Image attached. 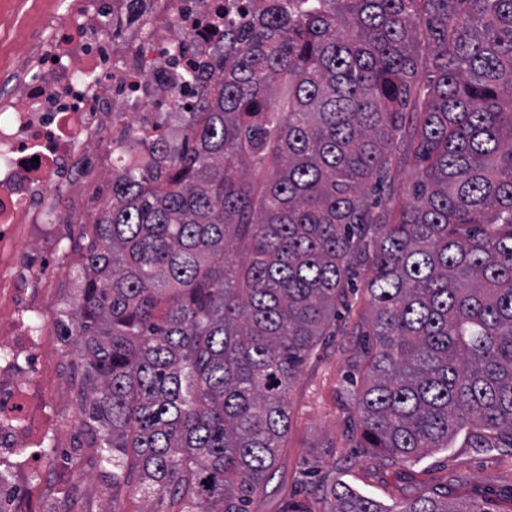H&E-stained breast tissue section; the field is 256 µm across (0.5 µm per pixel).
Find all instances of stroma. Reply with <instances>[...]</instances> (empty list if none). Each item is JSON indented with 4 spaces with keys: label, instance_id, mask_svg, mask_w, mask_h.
Masks as SVG:
<instances>
[{
    "label": "stroma",
    "instance_id": "1",
    "mask_svg": "<svg viewBox=\"0 0 512 512\" xmlns=\"http://www.w3.org/2000/svg\"><path fill=\"white\" fill-rule=\"evenodd\" d=\"M41 0H0V60L9 61L19 46L36 41L35 16ZM22 263L43 266L50 287L38 304L51 333L39 349L20 359L18 388L42 383L41 408L55 428L45 447V461L28 474L33 491H22L31 512L61 503L64 512H101L115 502L120 512H143L144 502L130 492H113L102 478L93 452L77 449L82 419V364L75 341L63 340L57 325L78 298L82 241L74 224H39L23 234ZM369 272H361L337 307L332 335L322 337L289 393L290 425L275 466L274 493L258 505L260 512H283L306 490L348 483L369 496L393 504L431 488L449 498L489 503L492 512H512V448H448L403 467L380 466L369 448L352 434L356 416L347 392L349 358L359 352L362 337L354 329L367 322L371 309L366 291Z\"/></svg>",
    "mask_w": 512,
    "mask_h": 512
}]
</instances>
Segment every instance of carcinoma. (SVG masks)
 <instances>
[{"instance_id": "cac0c4a2", "label": "carcinoma", "mask_w": 512, "mask_h": 512, "mask_svg": "<svg viewBox=\"0 0 512 512\" xmlns=\"http://www.w3.org/2000/svg\"><path fill=\"white\" fill-rule=\"evenodd\" d=\"M213 37L182 143L133 138L150 160L86 233L59 324L84 364L79 447L144 512H254L288 393L367 267L359 447L512 448V0H254ZM402 160L422 167L408 201L370 204ZM15 494L0 472V512Z\"/></svg>"}]
</instances>
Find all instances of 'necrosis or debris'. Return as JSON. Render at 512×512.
I'll return each mask as SVG.
<instances>
[{"mask_svg":"<svg viewBox=\"0 0 512 512\" xmlns=\"http://www.w3.org/2000/svg\"><path fill=\"white\" fill-rule=\"evenodd\" d=\"M214 0H71L39 18L38 43L0 68V351L28 354L44 324L15 320L23 280L4 276L27 224H92L107 204L97 195L102 164L89 152L128 160L133 134L182 137L189 109L214 72L205 33ZM0 365V408L14 423L0 431V461L43 453L54 435L35 403Z\"/></svg>","mask_w":512,"mask_h":512,"instance_id":"1","label":"necrosis or debris"}]
</instances>
